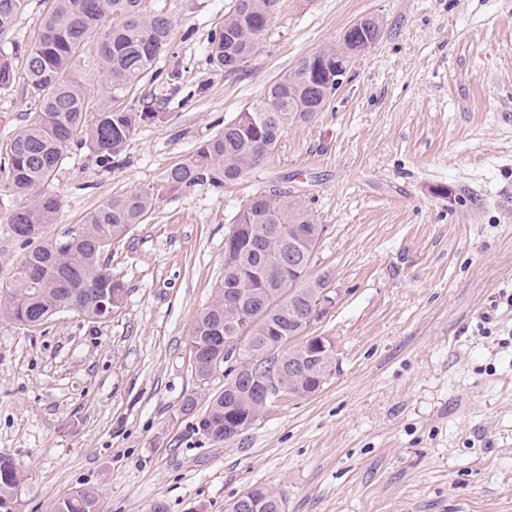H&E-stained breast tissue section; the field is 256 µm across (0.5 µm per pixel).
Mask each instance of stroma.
<instances>
[{
  "label": "stroma",
  "mask_w": 512,
  "mask_h": 512,
  "mask_svg": "<svg viewBox=\"0 0 512 512\" xmlns=\"http://www.w3.org/2000/svg\"><path fill=\"white\" fill-rule=\"evenodd\" d=\"M148 5L173 26L131 95L163 118L111 168L68 152L46 237L158 186L357 18L378 17L382 34L330 106L259 166L220 191L167 196L113 243L125 297L110 318L0 319V454L28 473L18 512H56L81 488L98 490L101 512H225L257 485L285 512H512V0H279L231 75L208 38L233 0ZM49 8L29 0L0 34L16 75L0 94V160L29 121L26 51ZM280 188L324 226L309 274L331 271L337 299L311 332L333 341L336 369L216 444L196 422L224 375L199 381L189 340L224 276L230 224ZM23 203L0 199V286L29 251L6 222Z\"/></svg>",
  "instance_id": "stroma-1"
}]
</instances>
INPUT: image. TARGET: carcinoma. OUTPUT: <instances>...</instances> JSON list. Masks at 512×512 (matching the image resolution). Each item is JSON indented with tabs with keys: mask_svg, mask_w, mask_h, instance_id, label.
I'll return each instance as SVG.
<instances>
[{
	"mask_svg": "<svg viewBox=\"0 0 512 512\" xmlns=\"http://www.w3.org/2000/svg\"><path fill=\"white\" fill-rule=\"evenodd\" d=\"M27 0H0V33L11 29ZM27 51L26 91L34 109L32 122L9 143L8 180L0 196H19L28 203L13 210L8 223L24 244L37 242L12 275L0 317L19 326H35L66 308L75 292L103 294L116 309L125 288L112 276L105 258L112 243L125 237L167 195L194 187L221 190L257 166L288 129L308 123L313 109L324 111L336 91L316 80L325 68L350 47L348 35L339 45L314 55L272 82L262 98L224 124V129L196 147L183 162L170 168L158 188L114 196L91 210L83 223L61 237L42 240L43 229L54 222L61 207L59 195L49 190L67 152L89 148L103 168H112L141 125L161 119V113L129 94L166 49L172 19L162 10H147L146 0H53ZM279 0H241L211 33L210 53L228 72L251 57L274 16ZM96 41L100 69L106 75L104 100L92 106L73 66L88 40ZM14 82L12 60L0 49V91ZM289 228L295 235L296 256L313 257L323 232L308 206L289 191L256 194L240 210L230 247L224 248V277L210 304L197 315L190 347L197 349L195 373L208 379L224 367L234 379L231 392L214 394L197 430L214 442L224 441V425L239 426L258 420L262 401L257 369L280 364L288 394L309 397L321 389L310 349L294 339L297 313L315 305L331 283L327 272L302 279L285 266V244L278 235ZM242 336L246 349L239 367L220 360L222 342ZM27 473L15 460L0 456V512H12L8 503L25 484ZM256 508L239 500L226 512H281V493L256 488ZM57 512H100L95 490L74 491L58 504Z\"/></svg>",
	"mask_w": 512,
	"mask_h": 512,
	"instance_id": "obj_1",
	"label": "carcinoma"
}]
</instances>
